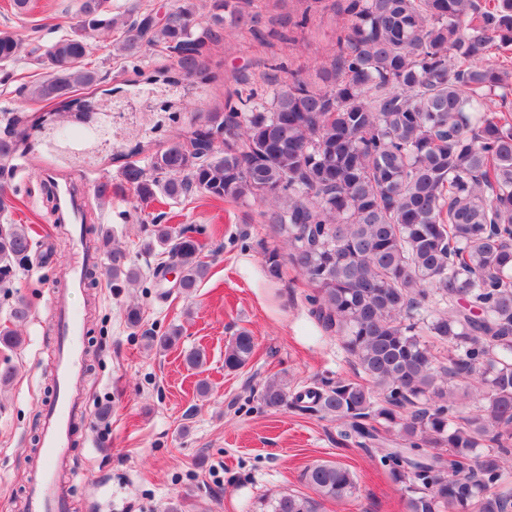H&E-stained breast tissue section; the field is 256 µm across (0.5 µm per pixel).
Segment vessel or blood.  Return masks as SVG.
Listing matches in <instances>:
<instances>
[{"label":"vessel or blood","instance_id":"b4317fda","mask_svg":"<svg viewBox=\"0 0 512 512\" xmlns=\"http://www.w3.org/2000/svg\"><path fill=\"white\" fill-rule=\"evenodd\" d=\"M99 262V256L80 254L68 274L69 291H56L52 297L58 343L52 365L55 389L42 404V462L25 493L24 512H68L70 508L68 488L60 483L58 473L70 466L72 445L86 421L87 407L80 390L85 371L84 317L69 294L85 287L88 268Z\"/></svg>","mask_w":512,"mask_h":512}]
</instances>
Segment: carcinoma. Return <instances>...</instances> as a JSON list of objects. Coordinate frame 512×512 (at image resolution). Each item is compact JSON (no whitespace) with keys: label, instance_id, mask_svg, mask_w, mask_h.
I'll return each mask as SVG.
<instances>
[{"label":"carcinoma","instance_id":"carcinoma-1","mask_svg":"<svg viewBox=\"0 0 512 512\" xmlns=\"http://www.w3.org/2000/svg\"><path fill=\"white\" fill-rule=\"evenodd\" d=\"M248 7L179 0L162 18L146 9L122 19L112 0H80L70 32L39 56L44 78L15 90L52 109L3 112L0 212L31 132L62 144L69 129L47 128L52 116L92 129L106 104L130 102L80 94L101 81L87 62L93 36L120 29L113 50L137 73L132 94H162L159 111L175 112L194 80L208 78L206 46L257 23ZM344 12L350 23L318 80L235 91L191 132L192 147L178 137L148 167L126 163L121 181L141 204L195 192L257 202L261 223L285 238L287 254L265 251V277L281 280L290 264L307 278L312 314L361 380L321 379L290 395L271 379L263 405L340 422L342 439L370 449L399 486L406 512H512V69L497 55L512 45V0H346ZM151 45L173 67L143 72ZM21 49L0 30V72ZM163 218H152L147 249L168 251L188 295L208 272L202 245ZM29 249L23 225L0 224V282ZM105 274L117 286L140 278L116 251ZM254 349L239 331L224 366H245ZM301 481L314 496L266 498L260 512H318L358 490L332 461L306 466Z\"/></svg>","mask_w":512,"mask_h":512}]
</instances>
